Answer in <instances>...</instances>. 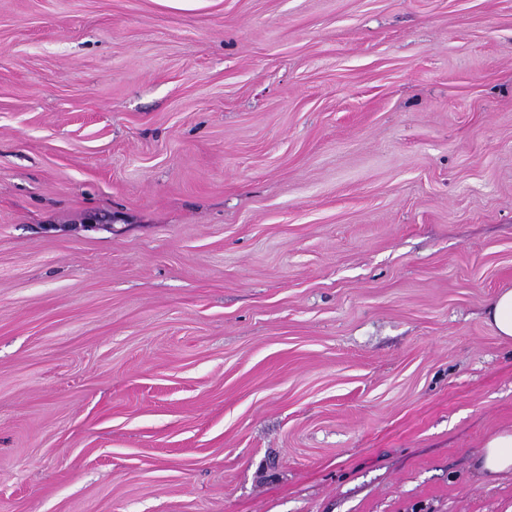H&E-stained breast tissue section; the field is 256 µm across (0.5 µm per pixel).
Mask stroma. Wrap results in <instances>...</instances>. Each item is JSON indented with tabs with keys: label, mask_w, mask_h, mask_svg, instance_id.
<instances>
[{
	"label": "stroma",
	"mask_w": 512,
	"mask_h": 512,
	"mask_svg": "<svg viewBox=\"0 0 512 512\" xmlns=\"http://www.w3.org/2000/svg\"><path fill=\"white\" fill-rule=\"evenodd\" d=\"M512 0H0V512H512ZM487 320L497 336L512 340V289L497 293L487 307ZM509 473H512V431H502L486 439L480 448L475 474L488 482Z\"/></svg>",
	"instance_id": "stroma-1"
}]
</instances>
